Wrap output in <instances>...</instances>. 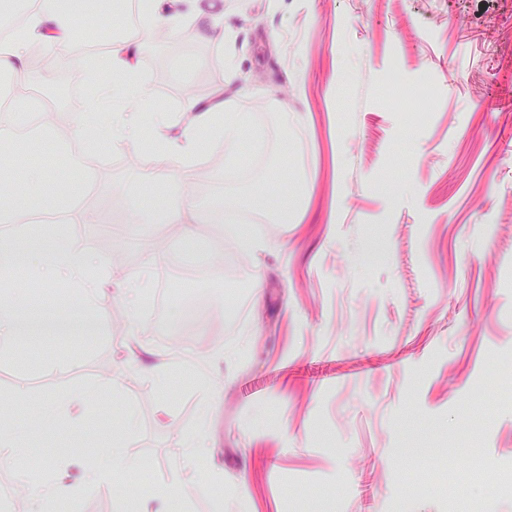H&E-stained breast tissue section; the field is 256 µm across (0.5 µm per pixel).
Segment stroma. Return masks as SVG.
Instances as JSON below:
<instances>
[{"label": "stroma", "mask_w": 512, "mask_h": 512, "mask_svg": "<svg viewBox=\"0 0 512 512\" xmlns=\"http://www.w3.org/2000/svg\"><path fill=\"white\" fill-rule=\"evenodd\" d=\"M223 4V41L184 24L138 28L135 44L170 136L218 93L251 116L238 140L209 142L193 184L168 178L176 194L223 198V221L196 225L191 251L174 225L134 223L157 200L140 192L143 148L128 146L76 232L117 273L158 251L159 267L207 275L171 278L164 316L114 296L95 331L0 355V422L23 446L0 460V512H22L20 477L60 461L82 482L111 437L143 468L116 469L70 512H134L200 427L211 451L182 483V512H470L472 499L512 512L498 486L512 468V0ZM90 62L75 49L26 71L72 143L76 105L57 85L87 83ZM265 193L290 197L287 223L257 209ZM193 292L211 313L188 341H161ZM180 351L192 360L160 392L146 375ZM105 374L115 383L97 391ZM77 389L91 398L40 421Z\"/></svg>", "instance_id": "1"}]
</instances>
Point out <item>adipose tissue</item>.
<instances>
[{"mask_svg": "<svg viewBox=\"0 0 512 512\" xmlns=\"http://www.w3.org/2000/svg\"><path fill=\"white\" fill-rule=\"evenodd\" d=\"M84 7V0H0L1 15L10 13L23 17L22 36L0 42V75L23 79L22 63L32 43H39L50 57L68 51L74 42L73 20L83 13ZM143 18L160 28L182 18L189 19L205 39L218 37L221 23L212 6H200L197 0H150ZM135 37V30H127L112 45L109 53L112 75L101 80L99 92L90 104L91 110L101 117L99 126H91L83 119L78 122L86 139L94 137L97 127H106L108 144L115 149L142 139L141 120L127 109L130 102L146 95L131 52ZM247 121V113L225 109L223 103L218 102L201 109L181 136L171 139L166 134L168 114L154 113L151 126L154 138L161 145L162 167L148 175L149 185L164 184V171L168 168L179 169L184 179H192L201 155V141L211 136L234 139ZM83 188L84 182L78 174H71L67 183L61 184L48 170L31 167L25 170L22 190H15L1 181L0 223L13 225L14 230L0 236V270L8 272L20 268L31 275L59 278L75 286L81 307L96 315L101 312L100 298L108 288L115 296L127 300L131 307H139L152 288L151 269L157 261L156 256H148L143 271L137 274L118 275L108 270L99 274L95 271V262L83 255L76 245L56 249L51 235L19 222L22 211L47 205L60 211L63 223H82L85 212L79 206V199ZM223 208L224 200L220 197L204 201L187 198L177 206L164 200L157 209L140 214L139 219L145 224L181 225L182 239L185 245L191 246L196 242L195 224L204 222L208 213Z\"/></svg>", "mask_w": 512, "mask_h": 512, "instance_id": "adipose-tissue-1", "label": "adipose tissue"}]
</instances>
